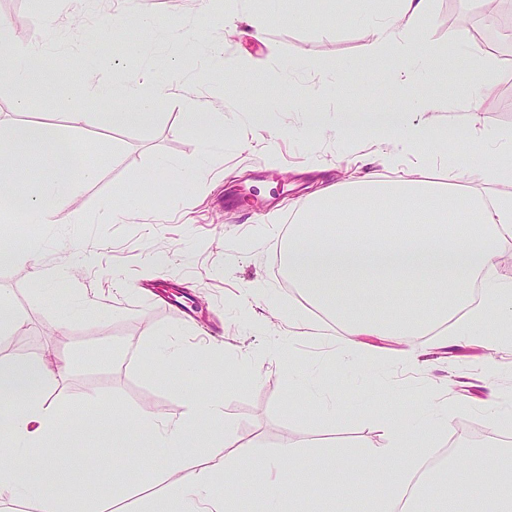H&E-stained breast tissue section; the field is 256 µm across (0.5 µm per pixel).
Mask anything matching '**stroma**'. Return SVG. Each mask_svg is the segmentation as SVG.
<instances>
[{
  "mask_svg": "<svg viewBox=\"0 0 512 512\" xmlns=\"http://www.w3.org/2000/svg\"><path fill=\"white\" fill-rule=\"evenodd\" d=\"M237 8L239 32L229 37L222 20L205 16L197 0H0V18L16 42L42 47L49 70L24 108L16 104L15 86L0 80V128L49 124L74 136L84 161L97 170L94 179L78 180L55 223L17 231L0 210V242L39 240L40 267L70 273L64 286L39 291L30 264L0 266V297L26 321L17 334L0 335V355L66 360V372L49 387L65 422L102 403L129 416L146 407L177 420L187 412L182 390L221 393L237 443L254 445L263 458L287 444L294 463L313 457L332 467L337 451L384 447L382 416L400 406L416 409L432 390L447 392L449 403L470 405L452 412L436 450L512 446V419L494 423L481 411L491 398L512 411L511 344L490 355L473 342H450L446 325L409 344L420 350L418 362H394L409 345L371 336L368 344L382 356L377 367L343 363L342 330L327 326L287 283L286 227L316 180L342 178L337 159L360 158L381 180L398 177L381 165L365 135L349 144L330 131L340 112L364 117L411 109L396 80L400 59L371 63L360 54L364 20L391 11V0H366L361 14L331 25L323 21L324 0H238ZM48 14L59 24L52 48L39 32ZM144 17L155 26L142 31L136 52L108 38L113 25H135ZM452 28L467 31L499 63V96L481 113V125L512 128V25L486 22L481 0H431L419 52L443 44ZM223 44L250 62L239 84L225 85L213 64L210 49ZM174 62L183 70L181 96L208 115L204 127H185L179 105L168 101L157 105L148 124L116 126L109 119L114 102L90 93L94 79L118 84L140 73L163 81ZM478 73L477 62L458 53L420 90L454 100L465 94L466 78ZM296 96L319 97L318 115L295 109ZM251 112L261 113L260 126L248 123ZM429 120L457 129L439 144L443 165L423 173L445 188L452 165L477 156L478 149L466 134L468 113L434 112ZM210 137L223 138L222 151L205 153ZM163 160L173 164V173L149 181ZM183 171L193 172L195 183L182 182ZM135 190L142 202L125 222L100 220L102 203ZM88 251L96 255L90 267L82 259ZM73 297L94 300L101 311L59 328ZM292 308L308 317L297 337L288 325ZM169 329L184 332L189 351L220 348L245 358L256 383L225 392L219 361L202 371L157 368L151 349L162 345ZM277 344L287 364L271 361ZM331 392L336 412L329 415L319 402ZM125 451L142 468L115 462L106 434L86 437L70 451L77 487L92 490L105 512H180L175 488L143 471L158 464L162 450L133 439Z\"/></svg>",
  "mask_w": 512,
  "mask_h": 512,
  "instance_id": "1",
  "label": "stroma"
}]
</instances>
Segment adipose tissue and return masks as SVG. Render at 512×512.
<instances>
[{
  "mask_svg": "<svg viewBox=\"0 0 512 512\" xmlns=\"http://www.w3.org/2000/svg\"><path fill=\"white\" fill-rule=\"evenodd\" d=\"M431 0H396L397 7L382 23L364 34L363 57L374 60L388 54L411 55L419 22L429 14ZM43 54L17 45L6 21H0V75L19 89L30 90L46 76ZM492 79L471 81L467 110L473 117L467 132L480 142L482 165L459 159L454 178L465 188L466 208L456 193L442 190L422 178L383 181L367 175L342 185L315 191L307 205L325 214L329 223L317 228L294 224L288 228L286 268L295 288L330 320L340 323L347 336L340 354L363 365L374 361L361 342L365 336H395L407 340L434 326L453 323L455 335L479 337L488 349L502 344L503 332L512 333V281L501 280L496 267L505 247L512 246V129L478 126L476 119L495 96ZM96 98L122 97L136 101L134 110L112 113L116 125L149 122L165 91L148 94L144 83L129 79L121 88L97 84ZM373 129L383 130L386 147L382 164L396 168L403 161L423 169L437 153L446 129L431 131L429 124L403 112H379ZM42 157L48 170L39 190H20L16 180L27 172L31 158ZM0 196L5 197L16 223L49 224L55 208L74 192L75 174L93 178L96 171L83 164L70 136L44 123L14 125L0 130ZM428 286L425 294L415 285ZM384 315H377V308ZM57 371L42 361L0 360V500L34 496L40 512H100L92 499L77 489L64 457L55 454V442L77 446L93 433V424L72 417L61 426L58 409L47 397L32 394L34 384L56 380ZM184 418L160 421L143 412L123 420L118 409L100 413L112 423L114 447L129 436L164 449L158 471L181 495L184 512H228L227 498L240 486L239 474L251 468V490L264 501L278 504L292 499L296 489L326 485L345 499L362 498L368 512H512V448H472L467 463L448 458L430 472L419 488L411 481L419 470L428 437L448 426V404L422 402L417 412L403 409L383 417L388 437L384 448L337 454L335 470L292 467L287 456L257 461L252 446L235 445L232 432L224 444L232 455L190 465L192 440L216 430L224 416L220 396L184 394ZM378 471L386 488L366 489L360 472ZM415 489L413 505L402 493Z\"/></svg>",
  "mask_w": 512,
  "mask_h": 512,
  "instance_id": "obj_1",
  "label": "adipose tissue"
}]
</instances>
